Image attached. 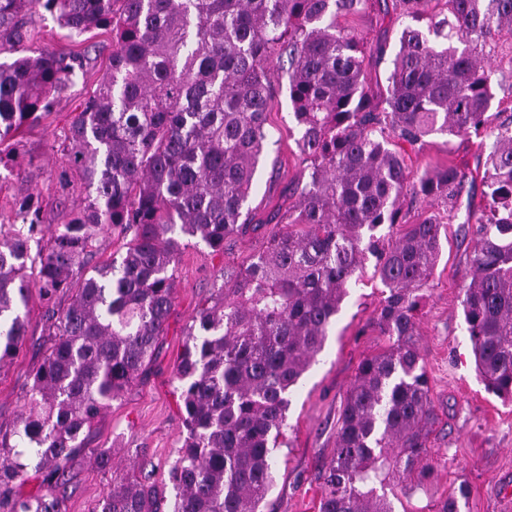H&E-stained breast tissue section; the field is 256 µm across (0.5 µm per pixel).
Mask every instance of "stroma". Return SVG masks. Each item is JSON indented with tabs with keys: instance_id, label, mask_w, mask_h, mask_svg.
I'll return each instance as SVG.
<instances>
[{
	"instance_id": "35a3bbf8",
	"label": "stroma",
	"mask_w": 512,
	"mask_h": 512,
	"mask_svg": "<svg viewBox=\"0 0 512 512\" xmlns=\"http://www.w3.org/2000/svg\"><path fill=\"white\" fill-rule=\"evenodd\" d=\"M353 24L366 44L370 82L386 86L390 62L399 49L400 23L379 25L363 17ZM104 72L100 65L87 77L75 78L67 94L56 100L51 115L25 130L16 158L21 173L0 184V224L10 223L11 203L18 194L54 200L56 177L65 167L59 149L65 124ZM267 131L268 144L244 208L252 230L225 240L220 252L193 238L182 247L174 268L173 308L152 361L89 434L90 447L112 449V465L102 468L92 455H82L70 469L62 512H99L98 504L118 472L134 476L144 464L156 479L166 478L186 436L173 371L187 329L197 312L216 297L225 269L247 268L281 232V225L269 222V215L287 208L288 188L308 179L310 162L297 147L286 93L277 95ZM493 141L488 133L449 144L440 135L430 138L408 150L410 176L418 178L450 162L475 167L481 147ZM483 204L480 186L465 188L457 220L446 225L439 261L422 290L418 346L435 415L427 444L431 475L423 481L398 472L390 475L386 492L395 512H437L440 502L462 483L468 486L462 512H512V502L500 494L502 488L512 486V401L488 392L477 375L462 312L476 244L475 227L466 218L481 216ZM348 291L322 351L290 395L285 436L273 451L274 486L262 512H318L322 476L336 446L339 417L358 365L388 346L375 325L384 295L373 266L352 278ZM43 334L44 309L34 295L27 340L11 361L0 366V421L13 419L24 407Z\"/></svg>"
}]
</instances>
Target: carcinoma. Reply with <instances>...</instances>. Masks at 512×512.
<instances>
[{"label": "carcinoma", "instance_id": "cac0c4a2", "mask_svg": "<svg viewBox=\"0 0 512 512\" xmlns=\"http://www.w3.org/2000/svg\"><path fill=\"white\" fill-rule=\"evenodd\" d=\"M0 0V145L52 112L95 59L35 46L34 11L69 37L112 36L107 71L72 113L61 151L83 181V206L15 198L0 233V364L27 336L20 309L31 287L45 307L41 359L25 409L0 423V512H61L88 433L149 365L173 307L181 238L215 252L248 230L242 209L266 146L273 75L310 161L288 191V230L224 288L189 326L175 379L187 436L170 469L174 495L121 478L100 512H258L274 477L298 384L321 351L369 259L388 289L376 319L388 347L363 359L325 469L319 512H394L377 486L392 470L423 480L432 421L417 347L420 295L441 254L434 214L400 219L401 199L456 204L468 173L448 165L410 180L404 145L468 139L495 97L488 39L512 33V0ZM371 16L401 21L384 92L369 87L356 27ZM482 177L463 313L478 374L512 400V119L500 124ZM126 251L90 265L104 227ZM42 490L23 496L28 470Z\"/></svg>", "mask_w": 512, "mask_h": 512}]
</instances>
